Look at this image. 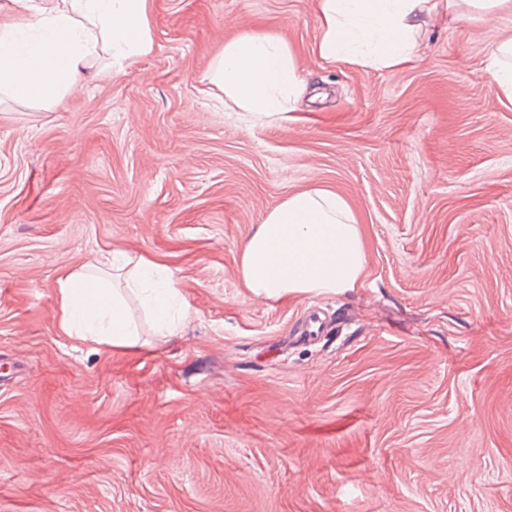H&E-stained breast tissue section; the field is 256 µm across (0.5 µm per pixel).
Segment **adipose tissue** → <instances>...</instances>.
<instances>
[{"label":"adipose tissue","instance_id":"ef3b65f1","mask_svg":"<svg viewBox=\"0 0 512 512\" xmlns=\"http://www.w3.org/2000/svg\"><path fill=\"white\" fill-rule=\"evenodd\" d=\"M429 0H318L319 51L330 62L392 69L410 61ZM0 22V94L53 104L81 90L91 59L108 54L113 72L147 54L146 0H14ZM210 81L237 107L260 118L294 111L306 85L288 47L244 34L224 46ZM365 261L355 221L336 193L315 187L289 196L241 247L239 274L257 297L354 287ZM145 293L157 335H176L191 316L176 283L126 252L98 259L58 281L60 328L112 346L139 342L124 291Z\"/></svg>","mask_w":512,"mask_h":512}]
</instances>
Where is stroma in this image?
I'll use <instances>...</instances> for the list:
<instances>
[{
  "label": "stroma",
  "instance_id": "stroma-1",
  "mask_svg": "<svg viewBox=\"0 0 512 512\" xmlns=\"http://www.w3.org/2000/svg\"><path fill=\"white\" fill-rule=\"evenodd\" d=\"M152 51L56 105L0 104V512H512V16H427L414 60L319 53L317 0H147ZM247 33L307 89L285 120L206 74ZM344 199L355 287L254 296L240 248L288 196ZM121 250L193 315L64 336L58 281ZM327 329L312 338L309 314ZM509 56L512 58V39L494 46L490 54L494 66L492 82L500 93L512 99V63L505 62Z\"/></svg>",
  "mask_w": 512,
  "mask_h": 512
}]
</instances>
